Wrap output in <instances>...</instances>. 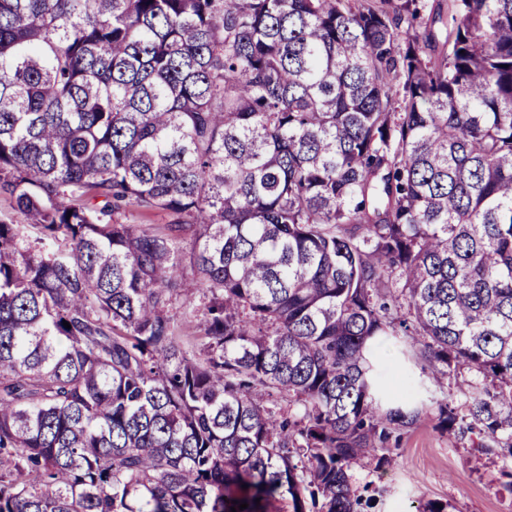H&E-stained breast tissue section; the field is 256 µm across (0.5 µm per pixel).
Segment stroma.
<instances>
[{"label":"stroma","instance_id":"obj_1","mask_svg":"<svg viewBox=\"0 0 512 512\" xmlns=\"http://www.w3.org/2000/svg\"><path fill=\"white\" fill-rule=\"evenodd\" d=\"M389 446L393 465L362 463L351 470L364 512H416L427 502L445 505V512H512V462L478 452L469 439L449 438L437 409L394 434Z\"/></svg>","mask_w":512,"mask_h":512}]
</instances>
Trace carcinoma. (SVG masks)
Wrapping results in <instances>:
<instances>
[{
  "mask_svg": "<svg viewBox=\"0 0 512 512\" xmlns=\"http://www.w3.org/2000/svg\"><path fill=\"white\" fill-rule=\"evenodd\" d=\"M424 9L0 0V512H361L383 345L512 458V0ZM122 221L126 224H146L155 230H160L169 224L170 217L164 211H138L129 209L122 214Z\"/></svg>",
  "mask_w": 512,
  "mask_h": 512,
  "instance_id": "carcinoma-1",
  "label": "carcinoma"
}]
</instances>
